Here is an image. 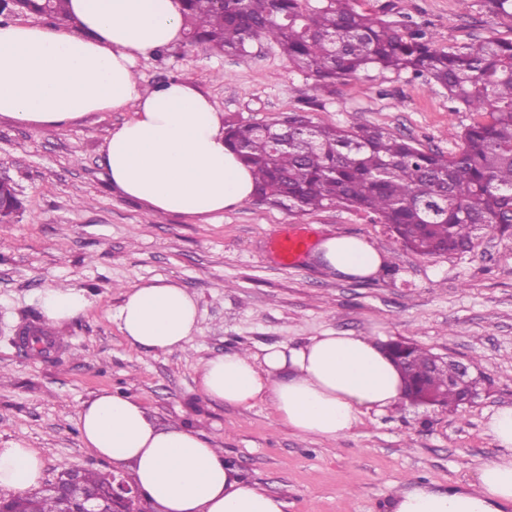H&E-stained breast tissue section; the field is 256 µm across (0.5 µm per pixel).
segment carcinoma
I'll return each instance as SVG.
<instances>
[{
  "instance_id": "1",
  "label": "carcinoma",
  "mask_w": 512,
  "mask_h": 512,
  "mask_svg": "<svg viewBox=\"0 0 512 512\" xmlns=\"http://www.w3.org/2000/svg\"><path fill=\"white\" fill-rule=\"evenodd\" d=\"M190 45L244 55L257 40L276 43L295 70L329 96L336 84L369 69L409 72L448 91L481 119L462 134L459 152L423 150L413 141L363 123L313 122L299 109L268 123L288 129V145L256 124L224 125L225 139L255 176L254 198L292 211L345 207L378 215L401 242L426 256L473 248L479 230H506L512 209V41L494 37L441 48L425 30L355 10L352 0H182ZM67 0H0V17L36 14L69 21ZM427 349L410 344L403 375L434 404L457 409L465 392L451 369L425 371ZM112 476L84 470L67 487L78 500ZM18 507L61 512L49 490L15 494Z\"/></svg>"
}]
</instances>
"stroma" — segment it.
Listing matches in <instances>:
<instances>
[{
	"mask_svg": "<svg viewBox=\"0 0 512 512\" xmlns=\"http://www.w3.org/2000/svg\"><path fill=\"white\" fill-rule=\"evenodd\" d=\"M391 2L389 21L418 24L443 48L488 35L512 41V17L487 13L481 0L466 8L458 0ZM136 72L147 86L190 80L228 120L269 121L306 106L314 122L361 121L446 155L459 151L473 121L452 111L446 89L406 73L363 72L324 96L267 41L246 56L183 43L139 58ZM133 114L92 113L61 131L0 115V168L23 202L0 223V448L36 450L48 482L68 468L113 472L78 428L80 406L107 390L136 398L160 424L211 435L284 512H387L395 482L440 491L475 482L478 465L497 451L485 424L512 405V230L480 233L464 253L425 256L375 214L352 209L289 212L251 200L211 217L155 214L113 192L105 177L106 139ZM295 226L315 244L333 235L367 240L385 266L365 281L331 276L309 253L283 267L270 242ZM154 278L198 303L188 350L137 351L119 328L126 290ZM51 286L85 289L93 304L46 324L39 297ZM27 326L60 339L56 354L22 353L15 338ZM329 330L405 338L470 361L483 378L479 394L452 411L405 400L328 442L275 424L265 403L237 408L197 389L208 358L302 344Z\"/></svg>",
	"mask_w": 512,
	"mask_h": 512,
	"instance_id": "1",
	"label": "stroma"
}]
</instances>
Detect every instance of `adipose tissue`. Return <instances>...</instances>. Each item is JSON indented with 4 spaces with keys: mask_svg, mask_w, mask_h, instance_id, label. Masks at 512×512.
Returning a JSON list of instances; mask_svg holds the SVG:
<instances>
[{
    "mask_svg": "<svg viewBox=\"0 0 512 512\" xmlns=\"http://www.w3.org/2000/svg\"><path fill=\"white\" fill-rule=\"evenodd\" d=\"M71 35L36 23L0 25V115L33 128L61 129L94 112L134 106L104 146L106 177L123 197L158 214L206 217L242 205L255 179L224 139V115L193 83L144 87L137 58L183 39L180 0H70ZM327 271L364 280L384 265L364 239L330 236L318 246ZM91 305L76 287L40 295L49 322ZM120 329L138 351L187 347L198 331V305L179 285L156 280L129 289ZM198 390L207 399L248 408L268 402L276 423L303 437L334 441L372 411L403 398V380L380 337L328 331L301 345L208 359ZM84 444L127 470L158 512H283V502L245 480L204 432L159 425L134 397L103 392L79 411ZM486 431L497 453L474 484L445 492L400 482L391 512H504L512 506V406L498 408ZM44 462L30 448H0V488L38 486Z\"/></svg>",
    "mask_w": 512,
    "mask_h": 512,
    "instance_id": "adipose-tissue-1",
    "label": "adipose tissue"
}]
</instances>
